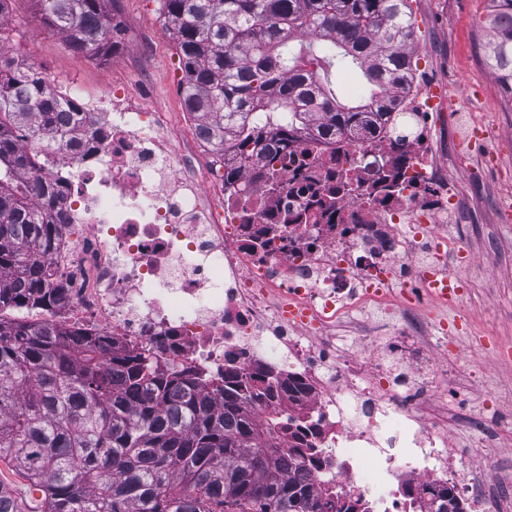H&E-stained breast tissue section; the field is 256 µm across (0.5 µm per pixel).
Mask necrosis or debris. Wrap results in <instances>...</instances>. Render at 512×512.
I'll return each instance as SVG.
<instances>
[{"mask_svg": "<svg viewBox=\"0 0 512 512\" xmlns=\"http://www.w3.org/2000/svg\"><path fill=\"white\" fill-rule=\"evenodd\" d=\"M443 92L405 97L413 134L329 139L314 115L278 151L279 188L259 158H201L160 107L112 89L83 100L91 126L39 172L71 218L51 256L64 297L51 321L108 336L209 378L226 362L284 380L258 419L306 423L320 494L338 491L371 512H427V490L451 489L468 512L490 497L461 464L448 426V379L458 367L443 321L419 309L424 278L443 271L448 183L458 140L435 139ZM397 176L389 195L373 184ZM392 315L389 337L362 332L352 348L336 326Z\"/></svg>", "mask_w": 512, "mask_h": 512, "instance_id": "4bbe7bcc", "label": "necrosis or debris"}]
</instances>
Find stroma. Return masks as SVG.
Segmentation results:
<instances>
[{
  "instance_id": "1",
  "label": "stroma",
  "mask_w": 512,
  "mask_h": 512,
  "mask_svg": "<svg viewBox=\"0 0 512 512\" xmlns=\"http://www.w3.org/2000/svg\"><path fill=\"white\" fill-rule=\"evenodd\" d=\"M410 2L418 28L413 45L418 80L451 90V109L461 113L463 123L489 130L486 141L465 147L462 167L448 169L463 199L452 219L453 240L488 266L487 271L470 273L462 311L445 314L447 321L458 324L454 339L466 366L481 372L477 378L459 376L452 387L465 393L471 411L481 410L484 400L491 398L501 415H512V361L494 358L489 350L494 343L512 345V223H501L498 212L499 202L512 199V94L499 89L482 51L493 4L491 0ZM122 7L134 27L155 37L146 60L150 76L146 87L114 70L111 57L97 58L69 48L58 32L43 24L35 0H12L7 35L12 42L35 48L33 68L56 85L97 96L106 85L122 82L131 95L166 101L173 118L182 119L185 73L160 0H122ZM453 432L469 444L466 462L487 494L512 487V427L494 426L479 434L457 425Z\"/></svg>"
}]
</instances>
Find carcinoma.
I'll return each mask as SVG.
<instances>
[{"label": "carcinoma", "instance_id": "1", "mask_svg": "<svg viewBox=\"0 0 512 512\" xmlns=\"http://www.w3.org/2000/svg\"><path fill=\"white\" fill-rule=\"evenodd\" d=\"M36 2L73 50L105 55L114 45L112 0ZM161 2L184 64L185 108L213 148L248 158L269 141L286 146L313 110L324 113V136L368 138L391 119L404 138L396 108L414 81L416 40L408 0ZM495 3L485 58L512 93V0ZM327 35L333 52L321 45ZM338 58L361 77L370 104L338 100ZM82 123L42 73L0 55V462L41 494L40 512H368L287 476L318 458L301 441L283 452L274 429L256 422L273 374L229 366L224 380H205L105 336L3 317L49 311L62 298L49 262L54 188L23 178L41 169L44 152L22 143ZM430 506L467 512L448 489Z\"/></svg>", "mask_w": 512, "mask_h": 512}]
</instances>
